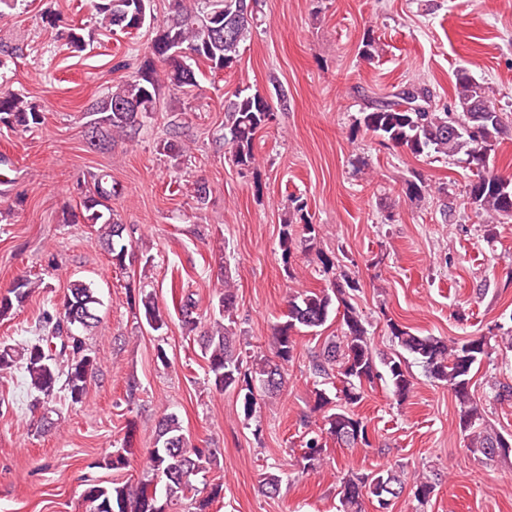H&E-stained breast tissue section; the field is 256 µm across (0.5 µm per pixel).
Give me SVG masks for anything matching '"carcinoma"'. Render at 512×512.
<instances>
[{"instance_id":"cac0c4a2","label":"carcinoma","mask_w":512,"mask_h":512,"mask_svg":"<svg viewBox=\"0 0 512 512\" xmlns=\"http://www.w3.org/2000/svg\"><path fill=\"white\" fill-rule=\"evenodd\" d=\"M261 0H169L166 19L153 27L149 56L144 58L134 75L111 87L105 97L87 106L89 129L94 133L90 145L106 150L116 139H134L140 134L144 119L155 112L163 87L174 94L198 87L194 65L207 64L213 72L234 66L241 45L258 26ZM94 23L111 32L126 34L142 25L128 29L136 12L150 14V0H92ZM478 103L491 104L481 86L464 69L456 74L455 105L439 110L431 104L428 88L406 86L391 99L379 100L362 112L357 126L381 141L404 148L414 156L433 153L445 156L464 154L475 170L467 190V199L480 213L491 219H512V178L490 172L491 151L507 131L503 113L499 110L477 114ZM273 113L268 100L244 89L236 90L224 102V147L233 164L244 169L254 168L257 157L255 140L260 130L269 126L267 115ZM42 123V113L28 102L26 96L13 91H0V125L14 131H27ZM114 185L108 175L94 179L93 188L84 193L82 209L70 213V224H98V242L111 255L112 263L124 266L129 255L121 223L112 209ZM293 212L285 213L280 237L282 260L289 263L294 244V218L302 224L305 251L315 252L327 272L334 261L317 249L319 225L304 214L303 202L292 199ZM221 292L217 295L218 316L200 334V349L205 360L208 385L219 393L233 388L242 399L244 415L250 418L261 408L264 398L280 392L285 383V366L292 362L296 351V333L301 329L323 326L334 304L343 307L345 326L341 337L328 341L314 353L309 365L314 378L313 411L321 412L332 404L326 391L317 388L320 380L337 374L342 388L336 399L341 404L336 411L323 415V425L305 434L301 445V465L306 472L316 471L323 461L327 440L340 448L358 444L370 446L368 423L351 410L364 399V383L385 378L400 403L413 389L407 357L421 364L429 377L444 382L458 407L459 427L469 433V449L474 454L507 457L512 453V441L487 427L485 411L471 393L474 367L489 355L490 340L485 336L465 337L453 341L437 336L418 335L393 321L388 327L398 350L378 353L368 336L365 320L351 303L349 292L357 283L330 282L326 288L306 290L289 297L285 320L276 323L272 333V356H256L251 366L237 348L238 323L235 286L228 274H221ZM43 278L19 277L5 293L0 294V318L14 305H22L42 287ZM146 324L154 331L167 326L163 311L150 292H140ZM99 298L89 285L75 281L60 302L43 306L38 317V334L13 345L0 342V372L21 369L24 372L32 411L46 408L58 391L67 393L72 403L86 395L97 370V360L90 355L85 338L80 334L63 336L61 321L70 316L85 330L98 327ZM184 328L192 332L201 324V314L193 295L181 292L173 301ZM134 423L120 448L104 458V465L115 471L129 467L134 448ZM219 449L200 448L184 433L178 416L171 413L156 426L153 448L148 451V467L135 483L113 482L110 485L89 483L82 493L85 512H185L183 501L193 505V512H211L212 505L223 492L220 482L209 484L204 492L197 486L214 467L219 465ZM268 497L279 493L281 477L266 472L259 480ZM412 491L421 504L430 502L435 483L428 474L407 475L393 469L370 474L352 472L343 478L341 503L343 512H363L367 497L377 500L378 508L386 509L390 499L405 489Z\"/></svg>"}]
</instances>
